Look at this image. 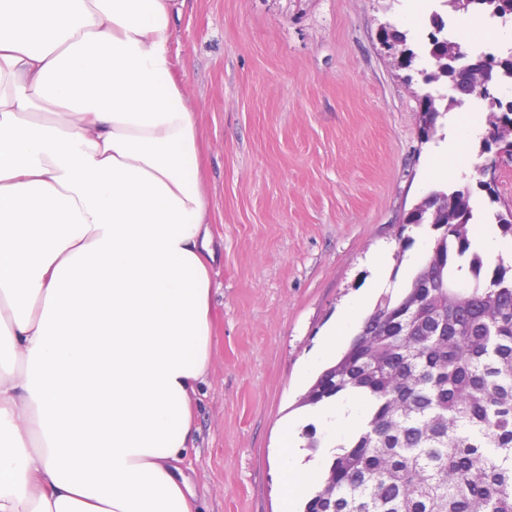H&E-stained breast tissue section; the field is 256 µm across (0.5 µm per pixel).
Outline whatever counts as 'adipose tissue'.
Segmentation results:
<instances>
[{
  "label": "adipose tissue",
  "mask_w": 512,
  "mask_h": 512,
  "mask_svg": "<svg viewBox=\"0 0 512 512\" xmlns=\"http://www.w3.org/2000/svg\"><path fill=\"white\" fill-rule=\"evenodd\" d=\"M177 0H0V512H200L213 239ZM360 400L311 408L351 432ZM282 431V512L320 482Z\"/></svg>",
  "instance_id": "1"
}]
</instances>
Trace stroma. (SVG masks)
<instances>
[{"instance_id":"35a3bbf8","label":"stroma","mask_w":512,"mask_h":512,"mask_svg":"<svg viewBox=\"0 0 512 512\" xmlns=\"http://www.w3.org/2000/svg\"><path fill=\"white\" fill-rule=\"evenodd\" d=\"M171 54L197 112L215 250L210 375L188 471L204 512H280V435L330 360L320 343L367 282L409 284L397 239L477 171L423 140L417 76L432 0H178ZM416 54L397 67L384 26ZM380 265H373V256Z\"/></svg>"}]
</instances>
